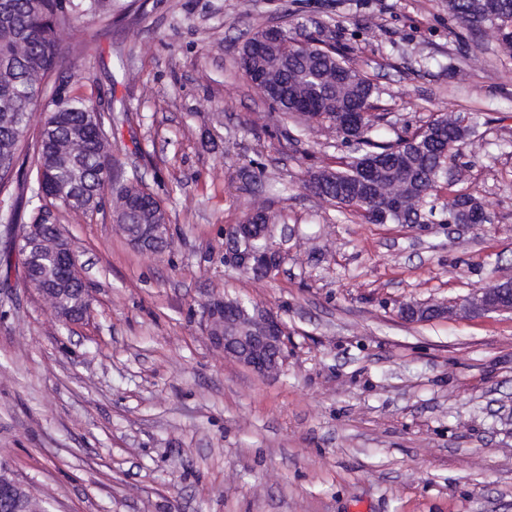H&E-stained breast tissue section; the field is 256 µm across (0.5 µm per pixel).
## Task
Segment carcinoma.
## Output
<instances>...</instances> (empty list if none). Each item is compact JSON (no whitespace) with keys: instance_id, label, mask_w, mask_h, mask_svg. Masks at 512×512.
<instances>
[{"instance_id":"cac0c4a2","label":"carcinoma","mask_w":512,"mask_h":512,"mask_svg":"<svg viewBox=\"0 0 512 512\" xmlns=\"http://www.w3.org/2000/svg\"><path fill=\"white\" fill-rule=\"evenodd\" d=\"M448 14L471 27L495 26L505 48H512V0H448ZM88 15H112V0H0V193L7 202L6 224H23L27 234L51 242L55 225L32 212L22 222L21 209L45 190L51 202L66 210L93 212L101 207L105 188L112 187L114 214L126 224H166L168 216L161 202L138 179L112 181L115 166L108 152L106 117L91 110V98L69 89V83L55 75L64 67L65 51L57 31ZM243 70H260L270 84L268 102L286 116L313 112L318 121L334 125L336 113L376 109L379 90L360 74L344 54L317 44V39L301 46L291 36L257 60L242 52ZM54 79L53 92L61 104L48 112L35 138H25L39 86ZM476 117L461 125V115L437 118L411 135L391 142L369 136L371 120L358 133L361 154L343 168L333 171L334 181L323 188L325 199L339 207L363 213L356 196H339L336 185H357L366 163H385L374 181L373 193L379 204L393 208L390 189L394 177L401 176L408 189L419 194L438 188L446 180L444 168L433 153H417L413 144L430 139L448 158L455 157L472 134ZM435 217V206L426 198L422 223ZM417 219L389 215L388 222L415 224ZM29 277L42 285L57 284L63 294L61 307L77 313L84 309L83 297L75 284L56 283L49 262L30 265Z\"/></svg>"}]
</instances>
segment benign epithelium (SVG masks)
<instances>
[{"instance_id": "7a95c632", "label": "benign epithelium", "mask_w": 512, "mask_h": 512, "mask_svg": "<svg viewBox=\"0 0 512 512\" xmlns=\"http://www.w3.org/2000/svg\"><path fill=\"white\" fill-rule=\"evenodd\" d=\"M367 113L342 112L338 127L345 132L362 129ZM224 258L236 267L267 279L281 266L283 256L274 242L273 225L236 224L225 236ZM265 241V247L257 249L254 242ZM167 240L165 226L140 224L129 235L130 243L137 249L154 254ZM54 251L55 264L60 278L79 281L87 286L77 255L71 243L59 235ZM489 313H512V278L498 279L492 284L473 290L462 302L444 305L432 302H406L399 306L398 317L405 322L436 320L457 314L469 318ZM203 330L210 344L232 359L260 375L281 370L287 360V332L273 313L258 307L249 308L240 300L228 302L222 297L208 299L202 307ZM29 490L17 480L12 469L0 462V501L21 509V495Z\"/></svg>"}]
</instances>
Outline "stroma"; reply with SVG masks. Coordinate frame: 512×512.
Returning a JSON list of instances; mask_svg holds the SVG:
<instances>
[{
  "label": "stroma",
  "mask_w": 512,
  "mask_h": 512,
  "mask_svg": "<svg viewBox=\"0 0 512 512\" xmlns=\"http://www.w3.org/2000/svg\"><path fill=\"white\" fill-rule=\"evenodd\" d=\"M62 29L72 89L112 105V156L166 209L170 244L132 246L99 210L54 211L91 292L59 322L0 223V460L50 512H512V314L407 323L512 276V50L446 0H138ZM340 47L381 90L372 136L478 112L437 223L371 224L306 185L351 149L282 118L248 82L258 28ZM490 223H445L455 195ZM278 274L224 260L256 207ZM241 298L288 334L280 374L226 359L202 304Z\"/></svg>",
  "instance_id": "stroma-1"
}]
</instances>
